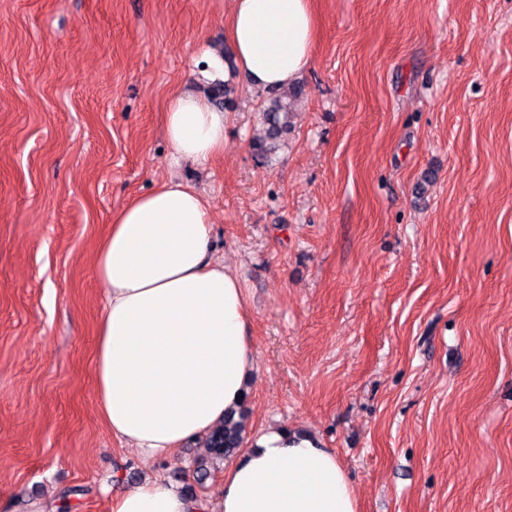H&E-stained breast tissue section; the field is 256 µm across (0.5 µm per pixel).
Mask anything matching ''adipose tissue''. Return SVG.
Wrapping results in <instances>:
<instances>
[{
    "label": "adipose tissue",
    "mask_w": 512,
    "mask_h": 512,
    "mask_svg": "<svg viewBox=\"0 0 512 512\" xmlns=\"http://www.w3.org/2000/svg\"><path fill=\"white\" fill-rule=\"evenodd\" d=\"M310 0H234L229 40L250 87L277 90L310 66ZM175 160L224 152V113L192 89L165 110ZM212 216L192 185L168 181L112 216L95 256L105 289L95 372L101 416L147 457H170L238 409L256 368L236 272L211 255ZM112 512H194L157 476L120 494ZM219 512H359L335 453L308 433L250 436L224 469Z\"/></svg>",
    "instance_id": "1"
}]
</instances>
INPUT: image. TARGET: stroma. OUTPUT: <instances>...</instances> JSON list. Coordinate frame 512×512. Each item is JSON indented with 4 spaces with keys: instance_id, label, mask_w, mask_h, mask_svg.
Wrapping results in <instances>:
<instances>
[{
    "instance_id": "1",
    "label": "stroma",
    "mask_w": 512,
    "mask_h": 512,
    "mask_svg": "<svg viewBox=\"0 0 512 512\" xmlns=\"http://www.w3.org/2000/svg\"><path fill=\"white\" fill-rule=\"evenodd\" d=\"M233 0H0V512H111L163 476L214 505L199 443L164 461L101 421L94 273L113 213L174 180L246 290L247 434L318 437L359 512H512V0H312L292 128L174 163L170 96L206 90Z\"/></svg>"
}]
</instances>
